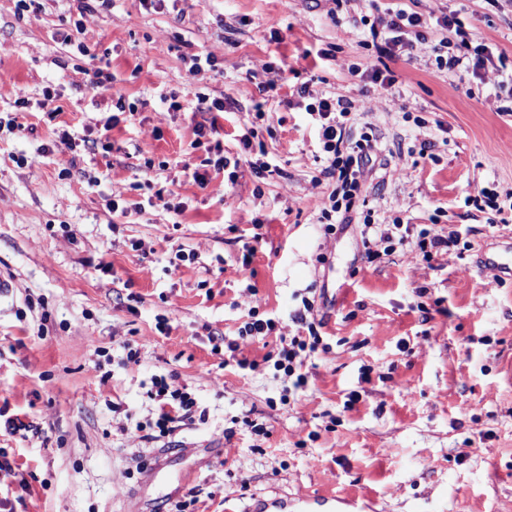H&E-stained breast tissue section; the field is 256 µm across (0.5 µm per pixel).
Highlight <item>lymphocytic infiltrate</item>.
Returning a JSON list of instances; mask_svg holds the SVG:
<instances>
[{
  "instance_id": "lymphocytic-infiltrate-1",
  "label": "lymphocytic infiltrate",
  "mask_w": 512,
  "mask_h": 512,
  "mask_svg": "<svg viewBox=\"0 0 512 512\" xmlns=\"http://www.w3.org/2000/svg\"><path fill=\"white\" fill-rule=\"evenodd\" d=\"M432 26L454 31L456 35L455 40L443 41L444 51L435 57L438 69H462L482 79L499 78L512 84V74H506L502 59L495 57L487 47L472 46L468 33L461 28L455 14L450 12H440L430 19L401 7L386 9L383 15L374 18L370 26L378 58L393 60L404 55L414 56L427 41L426 28ZM293 95L305 102L307 114L315 116L317 120V136L326 159L320 175L333 184L321 209V217L328 221L336 217L341 223H351L353 213L365 204L362 190L373 167L375 141L366 132L355 140L347 135V120L359 112L352 100L319 96L307 82L298 85ZM360 234L365 256L370 261L380 256L378 244L395 241L402 245L409 238L401 220H394L390 225L378 224L368 214L364 215L360 224ZM292 321L300 331L283 342L275 354L273 367L291 379L294 389L301 390L308 382L305 361L316 354L322 345L319 334L321 322L315 316L313 301H304L302 310L294 314ZM277 328L274 319L260 318L257 308H250L248 319L240 327L237 338L225 340L224 347L239 368H249L250 361L242 354L241 338L262 340L271 336ZM151 383L148 397L155 404L156 417L147 423L137 424L136 429L141 432L154 428L160 436L166 437L173 434L180 423L192 420L196 402L185 388L179 386L176 375L156 376Z\"/></svg>"
}]
</instances>
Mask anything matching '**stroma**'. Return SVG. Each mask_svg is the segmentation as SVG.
I'll return each mask as SVG.
<instances>
[{"mask_svg":"<svg viewBox=\"0 0 512 512\" xmlns=\"http://www.w3.org/2000/svg\"><path fill=\"white\" fill-rule=\"evenodd\" d=\"M393 4L112 0L82 16L77 0L22 11L0 0V276L13 281L0 295V417L25 425L0 430L15 466L0 492L30 487L13 512H172L192 488L186 512L317 494L364 495L376 512H512V281L475 263L512 223L467 201L478 186L512 190V94L437 69L439 29L413 60L391 62L394 86L372 83L361 19ZM411 8L456 12L473 45L512 68V0ZM209 54L215 67L192 71L193 56ZM100 69L112 83L84 96ZM306 81L366 110L349 135L371 124L389 164L366 185L375 222L455 229L470 250L427 260L409 243L370 262L357 226L327 232L320 204L332 186L314 181L325 165L316 128L304 106L282 103ZM200 92L223 99L211 139L241 160L220 199L182 171L206 156L193 124L210 115L186 111ZM171 93L181 111H166ZM394 97L417 107L393 108ZM115 113L110 150L87 149ZM13 118L20 127L7 130ZM264 153L278 169L258 177L249 164ZM170 188L167 208L109 207ZM306 295L325 344L307 362L306 390L290 391L264 360L279 335L245 345L252 368L226 362L214 340L236 338L250 304L288 335ZM172 372L198 418L140 440L151 380Z\"/></svg>","mask_w":512,"mask_h":512,"instance_id":"obj_1","label":"stroma"}]
</instances>
